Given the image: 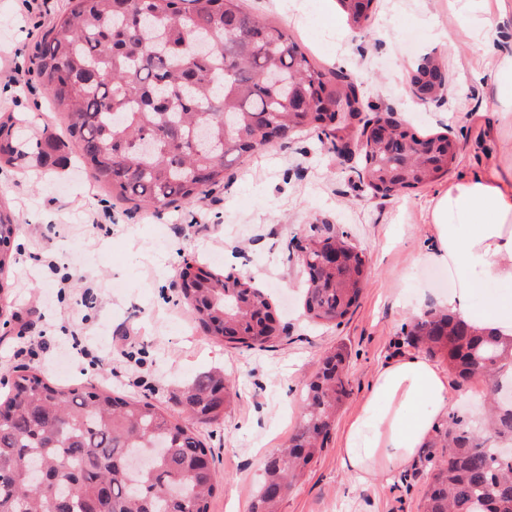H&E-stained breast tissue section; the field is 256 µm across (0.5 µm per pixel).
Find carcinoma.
<instances>
[{"instance_id": "1", "label": "carcinoma", "mask_w": 512, "mask_h": 512, "mask_svg": "<svg viewBox=\"0 0 512 512\" xmlns=\"http://www.w3.org/2000/svg\"><path fill=\"white\" fill-rule=\"evenodd\" d=\"M349 25H366L373 0H339ZM34 73L66 120V138L90 178L117 202L156 212L192 204L224 184V171L259 147L258 133L286 141L310 127L332 144L365 138L360 171L375 195L415 189L448 174L459 147L446 134L422 137L376 112H363L350 83L330 87L324 69L288 29L261 21L241 0H68L37 45ZM412 83L437 97L446 77L426 56ZM0 160L26 156L19 135ZM153 141V149L141 147ZM17 225L0 211V277L15 262ZM308 317L338 324L367 277L346 231L312 235L302 247ZM333 251L341 261H324ZM181 297L217 341L261 349L280 336L269 297L252 280L184 261ZM404 343L448 360L459 383L488 384L484 437L454 411L435 429L417 469L430 482L420 512H512V458L496 440L512 437V401L498 402L512 343L477 334L432 311L406 326ZM232 381L198 377L176 417L161 405L90 387L62 388L23 368L0 406V512H211L224 478L202 467L211 451L198 426L217 421ZM299 424L287 448L270 456L251 512H277L302 470L324 448L349 396L344 353L330 352L304 383Z\"/></svg>"}]
</instances>
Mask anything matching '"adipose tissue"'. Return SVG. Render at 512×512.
Segmentation results:
<instances>
[{
    "label": "adipose tissue",
    "mask_w": 512,
    "mask_h": 512,
    "mask_svg": "<svg viewBox=\"0 0 512 512\" xmlns=\"http://www.w3.org/2000/svg\"><path fill=\"white\" fill-rule=\"evenodd\" d=\"M501 167L474 173L437 195L425 262L447 268L455 285L440 307L478 332L512 339V143ZM501 293L484 304L475 294ZM452 403L447 374L420 354L378 369L369 395L349 425L341 450L348 473L404 470L416 459Z\"/></svg>",
    "instance_id": "obj_1"
}]
</instances>
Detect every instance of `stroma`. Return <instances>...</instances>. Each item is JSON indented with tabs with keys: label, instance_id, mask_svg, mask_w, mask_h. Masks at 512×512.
<instances>
[{
	"label": "stroma",
	"instance_id": "35a3bbf8",
	"mask_svg": "<svg viewBox=\"0 0 512 512\" xmlns=\"http://www.w3.org/2000/svg\"><path fill=\"white\" fill-rule=\"evenodd\" d=\"M483 0V32L464 20L465 0H374L367 26L347 40L336 0H245L248 11L287 26L331 83L354 82L366 111H392L421 134L448 133L460 151L448 175L381 198L360 181L359 149L337 152L305 130L258 149L224 173L223 186L163 213L113 205L63 149L39 162L45 132L63 117L28 78L0 79V121L26 123L28 156L0 166V209L18 226L16 261L0 300V393L17 370H39L55 384L111 387L180 413L178 404L200 374L223 370L236 394L223 416L203 426L224 486L212 512H250L266 459L288 442L299 421L301 389L324 354L344 346L351 394L336 414L326 448L307 468L279 512H418L426 477L404 487L397 472L354 479L341 464L348 425L367 397L376 370L402 356L397 345L415 311L433 308L451 288L446 269L422 263L431 234L433 198L471 174L499 166L501 105L488 73L499 58L476 53L477 35L512 52V13ZM47 0L42 17L0 0V66L29 68L37 41L66 7ZM445 67V90L422 101L409 91L426 54ZM110 214L99 226L88 213ZM347 231L363 254L367 281L341 325L310 323L303 311L300 246L310 225ZM191 258L211 269L251 277L266 289L282 334L268 347L231 349L192 320L178 297V273ZM79 334L97 362L65 350Z\"/></svg>",
	"mask_w": 512,
	"mask_h": 512
}]
</instances>
